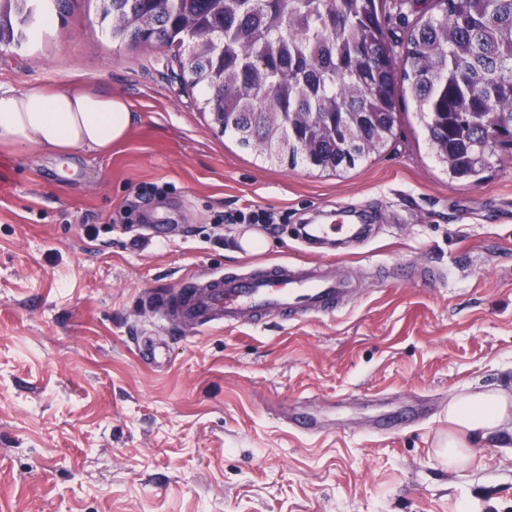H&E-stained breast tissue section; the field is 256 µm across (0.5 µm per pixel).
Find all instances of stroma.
<instances>
[{"label": "stroma", "mask_w": 512, "mask_h": 512, "mask_svg": "<svg viewBox=\"0 0 512 512\" xmlns=\"http://www.w3.org/2000/svg\"><path fill=\"white\" fill-rule=\"evenodd\" d=\"M95 0L0 52V86L122 95L111 154H0V512H512V447L436 456L456 395L512 392V142L481 182L449 179L406 89L396 136L328 175L222 135L175 49L112 41ZM352 204L371 237L305 248L311 214ZM265 211L269 224L236 223ZM261 236L254 254L238 238ZM333 260L355 300L298 324L188 332L142 364L144 294L199 270ZM438 272L403 281L396 266ZM312 413L319 430L291 428ZM403 428L374 432L378 415Z\"/></svg>", "instance_id": "35a3bbf8"}]
</instances>
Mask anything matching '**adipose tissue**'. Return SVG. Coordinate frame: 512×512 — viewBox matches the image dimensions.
Returning <instances> with one entry per match:
<instances>
[{
	"mask_svg": "<svg viewBox=\"0 0 512 512\" xmlns=\"http://www.w3.org/2000/svg\"><path fill=\"white\" fill-rule=\"evenodd\" d=\"M131 112L124 97L82 85L17 91L0 88V153L25 150L65 157L77 151L101 155L125 139ZM448 434L438 455L452 470L465 468L474 445L500 435L512 421V395L477 390L452 399Z\"/></svg>",
	"mask_w": 512,
	"mask_h": 512,
	"instance_id": "ef3b65f1",
	"label": "adipose tissue"
}]
</instances>
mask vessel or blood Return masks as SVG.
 <instances>
[{
    "instance_id": "vessel-or-blood-1",
    "label": "vessel or blood",
    "mask_w": 512,
    "mask_h": 512,
    "mask_svg": "<svg viewBox=\"0 0 512 512\" xmlns=\"http://www.w3.org/2000/svg\"><path fill=\"white\" fill-rule=\"evenodd\" d=\"M365 215L343 210L332 227L348 236L362 233ZM315 224L313 239L326 238L329 229ZM355 290L333 262L277 263L242 275L206 271L185 276L176 289L151 295L148 301L168 329L205 330L224 326H257L272 319L300 322L330 314L347 304Z\"/></svg>"
}]
</instances>
